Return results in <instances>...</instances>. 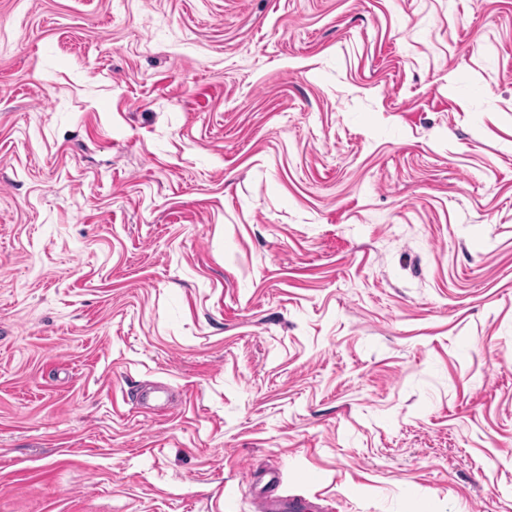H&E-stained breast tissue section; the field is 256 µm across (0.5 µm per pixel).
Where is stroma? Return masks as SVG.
Masks as SVG:
<instances>
[{"label": "stroma", "instance_id": "35a3bbf8", "mask_svg": "<svg viewBox=\"0 0 512 512\" xmlns=\"http://www.w3.org/2000/svg\"><path fill=\"white\" fill-rule=\"evenodd\" d=\"M272 468L512 512V0H0V512Z\"/></svg>", "mask_w": 512, "mask_h": 512}]
</instances>
